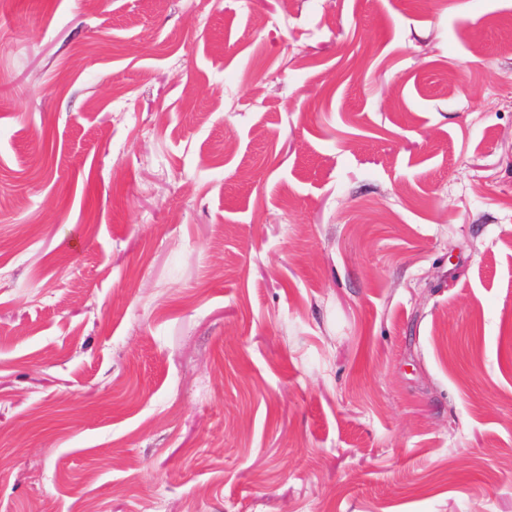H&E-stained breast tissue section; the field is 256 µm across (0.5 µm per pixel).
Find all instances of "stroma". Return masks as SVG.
Returning a JSON list of instances; mask_svg holds the SVG:
<instances>
[{
    "label": "stroma",
    "mask_w": 512,
    "mask_h": 512,
    "mask_svg": "<svg viewBox=\"0 0 512 512\" xmlns=\"http://www.w3.org/2000/svg\"><path fill=\"white\" fill-rule=\"evenodd\" d=\"M512 0H11L0 512H512Z\"/></svg>",
    "instance_id": "obj_1"
}]
</instances>
